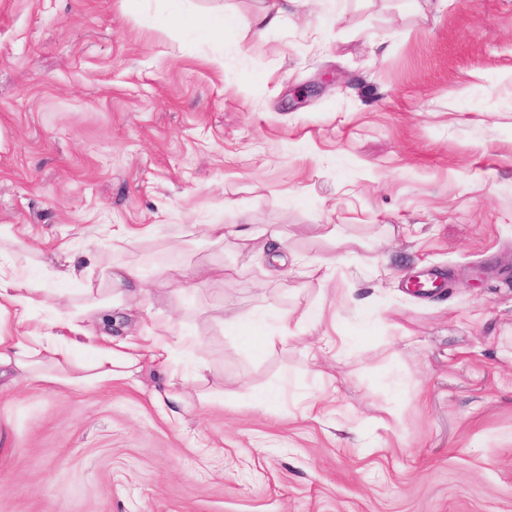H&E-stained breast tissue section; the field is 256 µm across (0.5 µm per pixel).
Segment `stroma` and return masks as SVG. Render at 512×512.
Segmentation results:
<instances>
[{
    "instance_id": "stroma-1",
    "label": "stroma",
    "mask_w": 512,
    "mask_h": 512,
    "mask_svg": "<svg viewBox=\"0 0 512 512\" xmlns=\"http://www.w3.org/2000/svg\"><path fill=\"white\" fill-rule=\"evenodd\" d=\"M263 6L0 0L16 264L59 268L67 245L76 275L46 281L50 307L139 265L113 334L179 324L177 369L208 367L186 407L153 400L151 365L92 393L1 377L0 512H512V0H308L261 41L171 19ZM177 265L209 277L161 287ZM429 268L445 288L410 292ZM307 308L321 322L285 346L234 329ZM323 335L340 354L315 365ZM244 224H204L205 236L213 242H224V238L230 236L240 240H247L253 232Z\"/></svg>"
}]
</instances>
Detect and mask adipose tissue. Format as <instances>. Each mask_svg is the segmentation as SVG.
Wrapping results in <instances>:
<instances>
[{
	"instance_id": "1",
	"label": "adipose tissue",
	"mask_w": 512,
	"mask_h": 512,
	"mask_svg": "<svg viewBox=\"0 0 512 512\" xmlns=\"http://www.w3.org/2000/svg\"><path fill=\"white\" fill-rule=\"evenodd\" d=\"M302 3L303 0H276L272 8L249 18H202L177 13L173 20L180 27L205 28L218 38L231 26L252 30L254 36L261 38L282 27ZM144 278L140 266H122L118 276L122 289L117 294L78 308L61 303L48 313L40 289L34 286L35 276L19 270L1 248L0 370L14 373L22 381L61 382L79 390H93L132 378L147 360L169 369L164 396L181 400L182 377L171 368L173 354L187 346V339L179 330L165 326L155 336L141 340L117 339L98 330L104 311L125 298V286H139ZM81 347L91 349L89 360L75 358V350Z\"/></svg>"
}]
</instances>
